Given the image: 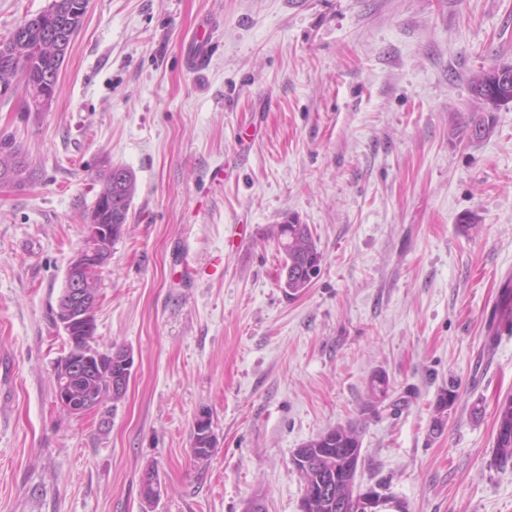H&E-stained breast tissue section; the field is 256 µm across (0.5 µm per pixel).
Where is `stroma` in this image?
I'll return each mask as SVG.
<instances>
[{
  "label": "stroma",
  "mask_w": 512,
  "mask_h": 512,
  "mask_svg": "<svg viewBox=\"0 0 512 512\" xmlns=\"http://www.w3.org/2000/svg\"><path fill=\"white\" fill-rule=\"evenodd\" d=\"M204 18L197 70L184 42ZM496 63L512 0H88L51 111L0 98L34 171L0 188V512H244L257 492L298 512L294 450L356 421L361 488L408 512H512V464L493 463L512 333L490 334L512 279V103L488 137L459 132ZM109 163L136 190L94 345L128 349L133 375L75 416L49 314ZM289 216L322 254L296 296L268 237Z\"/></svg>",
  "instance_id": "obj_1"
}]
</instances>
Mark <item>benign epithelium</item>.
Instances as JSON below:
<instances>
[{"instance_id":"7a95c632","label":"benign epithelium","mask_w":512,"mask_h":512,"mask_svg":"<svg viewBox=\"0 0 512 512\" xmlns=\"http://www.w3.org/2000/svg\"><path fill=\"white\" fill-rule=\"evenodd\" d=\"M99 206L91 211L86 221V235L81 248L71 260L57 304L63 307L64 317L59 322L60 329L70 339L71 347L60 357L54 369L55 398L57 403L71 414L81 415L97 404L101 386L109 392L125 390L132 376L133 358L129 351L102 352L92 344L94 335V312L97 302L92 300L85 287L84 269L91 263L102 270L108 264L110 255L104 244L112 242L115 232L121 227L102 223L101 216L112 207L110 198L98 197ZM117 357L119 367L112 370L108 359ZM196 436L211 442L216 441L206 412L195 418ZM360 457L355 452L344 455V485L347 496L357 506V512H376L379 492L374 489H360L354 476L357 473Z\"/></svg>"}]
</instances>
